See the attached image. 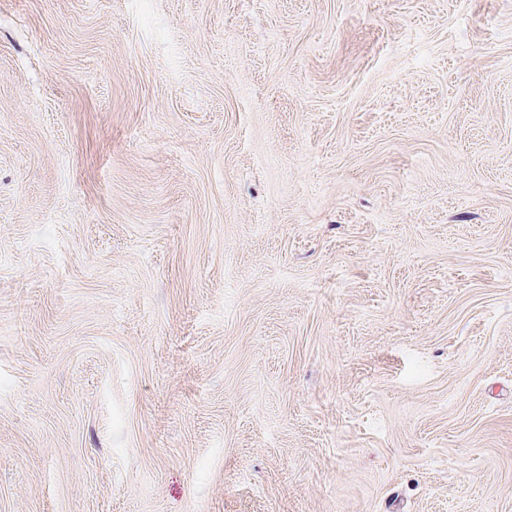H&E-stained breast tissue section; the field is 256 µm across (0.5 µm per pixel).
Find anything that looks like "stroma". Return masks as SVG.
Wrapping results in <instances>:
<instances>
[{
	"label": "stroma",
	"mask_w": 512,
	"mask_h": 512,
	"mask_svg": "<svg viewBox=\"0 0 512 512\" xmlns=\"http://www.w3.org/2000/svg\"><path fill=\"white\" fill-rule=\"evenodd\" d=\"M0 512H512V0H0Z\"/></svg>",
	"instance_id": "obj_1"
}]
</instances>
